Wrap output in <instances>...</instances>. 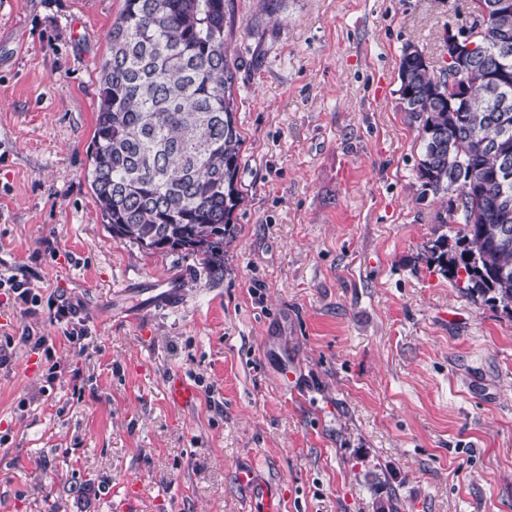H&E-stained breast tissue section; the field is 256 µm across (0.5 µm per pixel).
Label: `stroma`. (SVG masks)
<instances>
[{"mask_svg":"<svg viewBox=\"0 0 512 512\" xmlns=\"http://www.w3.org/2000/svg\"><path fill=\"white\" fill-rule=\"evenodd\" d=\"M469 3L233 0L242 200L214 272L113 238L87 179L123 0H0V270L38 299L0 293V512H257L247 466L281 512H512V316L433 262L461 225L399 92L405 46L441 75ZM169 279L183 303L149 305ZM167 398L177 405H188L196 398V392L180 378H172L166 385Z\"/></svg>","mask_w":512,"mask_h":512,"instance_id":"obj_1","label":"stroma"}]
</instances>
